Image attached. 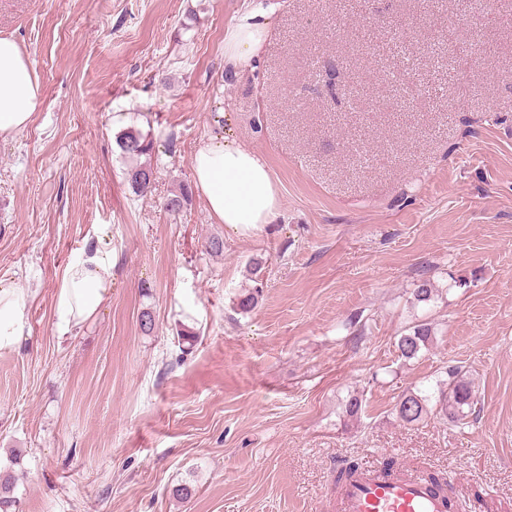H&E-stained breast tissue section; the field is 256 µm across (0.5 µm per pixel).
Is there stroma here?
<instances>
[{
  "mask_svg": "<svg viewBox=\"0 0 512 512\" xmlns=\"http://www.w3.org/2000/svg\"><path fill=\"white\" fill-rule=\"evenodd\" d=\"M276 3L255 71L228 81L224 30L249 0H0L42 96L0 138V280L28 305L0 351L20 512H336L344 459L438 474L455 512H512V0ZM132 125L155 140L143 197L115 143ZM217 135L266 156L274 223L234 230L197 193L165 209ZM97 233L111 299L59 338L60 272ZM255 259L264 288L243 313ZM420 321L436 338L403 359ZM452 365L476 418L403 423L401 395L435 393Z\"/></svg>",
  "mask_w": 512,
  "mask_h": 512,
  "instance_id": "obj_1",
  "label": "stroma"
}]
</instances>
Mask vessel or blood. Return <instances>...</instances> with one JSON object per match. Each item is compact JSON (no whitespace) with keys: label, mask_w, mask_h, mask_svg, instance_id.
<instances>
[{"label":"vessel or blood","mask_w":512,"mask_h":512,"mask_svg":"<svg viewBox=\"0 0 512 512\" xmlns=\"http://www.w3.org/2000/svg\"><path fill=\"white\" fill-rule=\"evenodd\" d=\"M337 512H451L447 494L410 473L367 469L351 476L337 494Z\"/></svg>","instance_id":"obj_1"}]
</instances>
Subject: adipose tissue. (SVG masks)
I'll return each mask as SVG.
<instances>
[{"mask_svg":"<svg viewBox=\"0 0 512 512\" xmlns=\"http://www.w3.org/2000/svg\"><path fill=\"white\" fill-rule=\"evenodd\" d=\"M272 0H251L224 32V72L240 77L254 69L272 25ZM41 103L40 86L16 41L0 37V137L25 130ZM191 169L196 189L212 218L236 230L274 223L279 188L265 157L239 141L215 136L195 152ZM112 250L102 236L88 239L68 264L54 296L56 326L68 334L90 320L112 292ZM21 289L0 280V350L15 346L26 326Z\"/></svg>","mask_w":512,"mask_h":512,"instance_id":"1","label":"adipose tissue"}]
</instances>
